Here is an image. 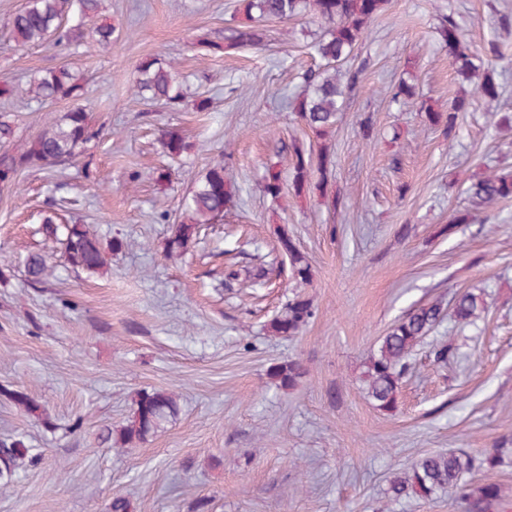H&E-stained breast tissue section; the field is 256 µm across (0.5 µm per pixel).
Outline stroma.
Wrapping results in <instances>:
<instances>
[{
	"mask_svg": "<svg viewBox=\"0 0 512 512\" xmlns=\"http://www.w3.org/2000/svg\"><path fill=\"white\" fill-rule=\"evenodd\" d=\"M23 3L0 0V84L64 64L88 82L76 101L6 104L16 143L77 105L100 137L88 146L93 178L76 163L26 169L0 187V443L21 437L31 449L0 488V512H110L116 499L126 512H462L448 491L393 502L387 490L393 472L421 457L477 454L512 435V199L474 209L465 194L475 174L512 166V129L495 126L512 115V29L495 22L512 0H391L365 35L359 78L328 139L326 193L299 198L286 187L275 200L264 191L267 164L291 139L315 140L293 102L299 73L315 63L318 23L273 20L263 46L208 55L197 39L240 20L238 0H102L108 49L18 47L8 22ZM448 13L475 50L496 43L504 88L458 113L449 134L425 128L420 110L425 101L447 111L472 89L436 33ZM148 57L183 76L179 108L134 97ZM402 80L417 95L392 103ZM201 97L204 112L194 107ZM170 126L193 145L178 163L160 144ZM218 163L233 204L169 254L186 196ZM157 168L168 179L156 180ZM75 196L82 205L66 223L128 243L92 274L72 271L63 245L40 231ZM467 208L475 221L452 224ZM284 232L311 266L308 283L291 277ZM237 246L243 272L275 265L270 287H225L222 252ZM31 252L48 258L38 286L25 276ZM465 289L484 291L485 321L462 329L443 318L411 356L398 411L375 409L362 372L381 337L413 304ZM297 295L314 316L295 335H268L266 323ZM448 339L457 359L434 364L433 345ZM290 359L305 373L277 388L269 372ZM154 390L176 398V415L133 447L106 442L138 393Z\"/></svg>",
	"mask_w": 512,
	"mask_h": 512,
	"instance_id": "obj_1",
	"label": "stroma"
}]
</instances>
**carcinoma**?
Here are the masks:
<instances>
[{
	"label": "carcinoma",
	"instance_id": "1",
	"mask_svg": "<svg viewBox=\"0 0 512 512\" xmlns=\"http://www.w3.org/2000/svg\"><path fill=\"white\" fill-rule=\"evenodd\" d=\"M389 0H240L244 18L224 28L214 40L202 42L206 52L231 55L247 47L264 43L263 24L271 20H285L309 12L326 25L325 34L315 43L320 64L301 74L304 93L297 100L295 112L320 140L319 150L293 139L284 148L288 162L291 188L296 195L315 186L327 187L334 161L331 146L327 144L336 126L338 112L343 110L346 94L356 82L359 70H343L356 58V51L371 21L382 13ZM101 0H24L23 6L11 19L13 42L18 47L53 42L76 48L91 45L107 48L112 45L113 28L98 23ZM441 41L460 62L459 73L474 82L473 91L452 102L450 110L434 112L421 105L431 127L452 131L457 113L466 112L475 102L492 100L500 95V86L494 70L475 64L467 32L453 16L441 18L437 28ZM82 76L73 68L63 66L46 71L28 84L25 93L34 99H76L81 96ZM133 94L146 102L176 107L184 102L183 85L173 66L158 59H146L138 66V77ZM88 113L76 107L46 124L43 130L26 142L20 150L11 147L15 127L0 114V176L16 178L25 169L52 171L72 164L83 155L86 145L96 138ZM163 152L172 161L181 160L190 150L189 143L177 127L162 134ZM265 192L272 198L281 194V173L269 169L265 177ZM468 199L476 205H491L512 198V171L503 170L479 176L466 188ZM232 201L231 186L224 179V165L216 164L192 190L185 205L181 223L174 226L169 247L184 251L196 237L201 225L211 224L224 216ZM42 233L48 239L61 241L69 266L79 272L95 273L105 264L100 240L83 224H59L53 217L43 220ZM279 243L287 253L291 277L301 283L311 278L307 258L298 251L286 234H280ZM47 268L46 257L40 253L29 255L26 263L28 280L42 282ZM451 311L460 327L473 326L487 311L482 292L465 290L455 293L449 307L435 299L413 305L394 323L378 348L366 362L363 382L367 397L380 411L392 414L399 408V395L404 375L410 369L408 362L414 349ZM314 314L310 301L300 295L288 300L284 310L266 324L271 336H292ZM458 348L451 342H440L432 350L433 361L446 365L457 357ZM304 374L298 360L285 361L271 370V379L280 387L292 388ZM177 403L163 391H143L135 400V407L126 425L120 429L119 439L129 447L143 441L151 432L175 415ZM512 438L504 447L473 455L465 450L427 455L409 467L393 473L389 479L388 494L397 502L410 497L429 500L440 491L455 490L465 503L466 512H500L512 498V491L487 477L490 472L506 464L512 457ZM30 453L25 442L15 439L0 444V484L13 482L17 470ZM482 472L486 477L477 483H465L466 475Z\"/></svg>",
	"mask_w": 512,
	"mask_h": 512
}]
</instances>
